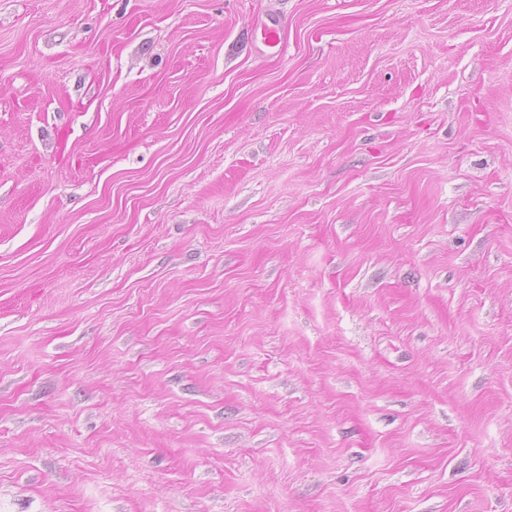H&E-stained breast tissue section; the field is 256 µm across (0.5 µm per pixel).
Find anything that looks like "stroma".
Returning a JSON list of instances; mask_svg holds the SVG:
<instances>
[{
    "mask_svg": "<svg viewBox=\"0 0 512 512\" xmlns=\"http://www.w3.org/2000/svg\"><path fill=\"white\" fill-rule=\"evenodd\" d=\"M0 512H512V0H0Z\"/></svg>",
    "mask_w": 512,
    "mask_h": 512,
    "instance_id": "35a3bbf8",
    "label": "stroma"
}]
</instances>
